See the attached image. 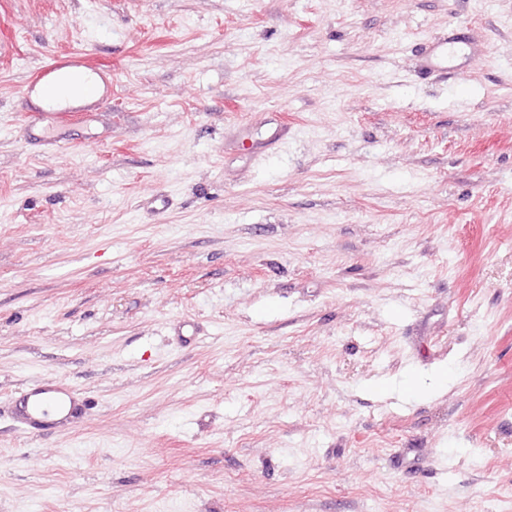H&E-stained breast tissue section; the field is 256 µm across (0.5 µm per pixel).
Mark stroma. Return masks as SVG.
<instances>
[{
  "mask_svg": "<svg viewBox=\"0 0 512 512\" xmlns=\"http://www.w3.org/2000/svg\"><path fill=\"white\" fill-rule=\"evenodd\" d=\"M0 40V403L95 402L0 417V512H512V0H0ZM67 52L112 105L31 144ZM80 56L77 54H62L55 57L48 65L42 67L20 90L19 98L27 101L38 92L50 91L55 78L64 72L85 69ZM49 96V94H48ZM14 426L29 434H40L71 425L85 416L89 400L72 384L57 379H40L29 384L18 397L0 406Z\"/></svg>",
  "mask_w": 512,
  "mask_h": 512,
  "instance_id": "35a3bbf8",
  "label": "stroma"
}]
</instances>
